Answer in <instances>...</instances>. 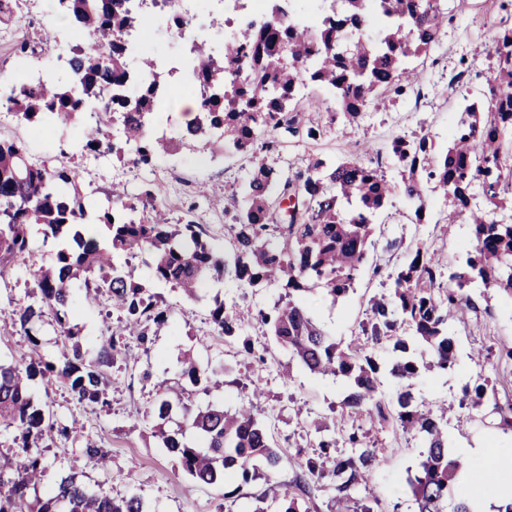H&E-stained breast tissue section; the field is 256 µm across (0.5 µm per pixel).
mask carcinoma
Returning <instances> with one entry per match:
<instances>
[{
  "label": "carcinoma",
  "mask_w": 512,
  "mask_h": 512,
  "mask_svg": "<svg viewBox=\"0 0 512 512\" xmlns=\"http://www.w3.org/2000/svg\"><path fill=\"white\" fill-rule=\"evenodd\" d=\"M61 16L78 23L87 32L108 31L118 36L136 23L123 0H54ZM402 0H346L356 13H397ZM448 17L432 6L420 4L419 26L428 38L411 39L405 30L388 23L379 24L378 37L371 42L349 40L350 51L342 50L333 27L320 30L326 51L309 61L316 70L315 79L336 90V101L345 113L356 119L357 109L347 103L344 89L338 86L336 70L353 87L362 101L383 102L407 94L420 85L417 60L435 45L431 36L440 32ZM310 32L298 30L292 35L273 38L277 47L269 64L274 76L262 72L259 92L246 95L238 90L224 72V64L214 60L210 46H197L191 64L209 78L212 92L204 102L209 111L193 119L194 134L185 142L212 144L213 130L222 124V142L249 153L254 174L243 195V203L230 225L231 256L213 250L203 238L198 224H173L165 208L155 205V192L147 186L136 199L115 186L112 207L98 212L95 220L107 230V242L85 237L80 230L88 218L84 197L78 192L79 173L61 162L54 167L29 161L22 142L0 139V278L29 250L30 227L39 226L44 239L59 242L54 262L35 271L36 300L12 310V326L30 337L31 324L48 309L66 335L72 314L73 293L83 288L86 294L104 293L112 308L120 313L115 326H106L107 337L95 355L88 357L79 344L72 345L55 360L31 357L10 364L0 363V426L15 431L12 454L0 465V512H144L140 497L114 499L89 491L75 475H68L57 486L39 495L45 466L38 451L39 442L53 430L44 410L34 403L31 388L37 378H60L78 401L106 404V369L112 367L121 352L117 337L127 333L149 342L151 327L168 321L170 310L159 306L158 296L135 279L130 259L142 253L152 256L150 279L165 284L183 296L195 299L207 281L233 278L244 285H275L285 291L287 300L277 302L268 311L258 313L275 340L288 348L310 372L344 380L348 394L343 400L347 414L369 417L380 426L392 425L417 435L423 443L420 470L409 477L408 485L415 512H474L468 498L455 493L460 462L448 447V412L452 407L419 403L413 394L414 381L421 369L437 368L448 372L456 365V340L448 320L459 321L477 312L465 288L480 281L494 285L512 296V213L504 216L503 199L512 178V121L509 113L498 111L497 98L509 100L512 92V65L498 62V92L478 109L466 104L456 112L448 150L435 167L424 161L399 156L395 163L401 175L402 193L419 209L425 206V188L433 185L445 200L446 223L451 225L467 211L473 228L474 243L465 265L449 274L454 288L441 290L438 280L442 266L428 255L425 246L415 244L409 258L395 272L390 292L372 300L371 342L392 343L393 356L386 365L388 374L399 387L391 401L380 392V364L368 343L346 347L332 341L308 315L305 298L324 291L337 299L353 290L354 283L373 246L374 224L393 187L379 168L362 162H309L307 170L286 178L266 163V152L274 142L265 140L273 130L296 136L300 132L299 113L280 112L270 127L256 112V99H275L281 87L295 75L296 65L307 56ZM69 73L81 75L84 96L74 100L68 86L57 83L32 88L28 75L19 70L12 105L15 116L33 126L52 129L80 126L81 145L94 149L101 145L118 160L127 152L138 164H149L174 146L170 139L148 136L145 121L161 112L162 99L150 91L130 93L120 99L117 112L87 110L98 102L106 86L121 82L137 69H148L161 61L148 45L128 53L118 41L112 43L106 57L92 44L77 48ZM95 117V124L83 122L84 114ZM121 122L124 143L107 137L106 127ZM252 128L251 143L243 142L242 132ZM479 194L485 208L471 207ZM125 256L124 263L117 258ZM211 322L219 335L234 337L241 318L214 300ZM182 374L189 383L207 394L222 385L219 372L204 368L187 356ZM488 378L481 375L466 385L465 401L474 409L482 406ZM158 397L146 407L144 417L152 424L153 436L161 447L175 456L182 470L201 484L239 481L248 484L257 476V462L264 463L268 474L280 465L283 454L273 447L267 429L257 419L254 405L233 412L221 405H209L187 414L186 427L169 429L165 421L172 400L165 382L156 383ZM194 431L205 450L189 444L186 430ZM340 439L322 440L316 456L297 459L302 477L293 487H284L266 478V489L257 497L252 512H270V504L279 512H308L301 500L309 484L327 483L335 491L333 503L341 512H373L363 499L352 492L367 485L381 466L380 449L365 441L359 427L339 430ZM349 445L352 453L333 455L338 441Z\"/></svg>",
  "instance_id": "carcinoma-1"
}]
</instances>
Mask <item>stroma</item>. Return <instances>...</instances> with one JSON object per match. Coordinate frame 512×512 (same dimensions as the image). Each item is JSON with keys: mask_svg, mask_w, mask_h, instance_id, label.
Listing matches in <instances>:
<instances>
[{"mask_svg": "<svg viewBox=\"0 0 512 512\" xmlns=\"http://www.w3.org/2000/svg\"><path fill=\"white\" fill-rule=\"evenodd\" d=\"M454 22L442 30L440 42L430 52L437 65L423 64L425 99L398 98L385 108L365 105L355 123L344 114L327 122L323 86L310 87L305 95L301 117L307 123H321L322 136L315 141L299 137L285 138L282 147L270 154V165L280 172L305 167L310 159L337 162L357 155V145H367L371 153L384 160L383 170L392 184L400 177L389 148L399 136H427L436 152L448 148V124L467 96V87L452 83L451 73L460 58L473 61L477 68L490 67V23L484 0H448ZM0 137L25 142L31 155L54 156L66 152L67 159L80 173L78 189L91 206L104 210L112 205V186L120 183L129 197H136L144 186H153L158 205L167 208L172 223L194 221L200 224L205 239L218 251L228 246L229 226L242 203V192L250 174L247 154L224 151L213 154L208 167L196 164L195 149L178 146L156 159L153 167H133L130 162L107 157L104 164L80 152L76 138L60 141L58 134L34 135L30 126L11 123L0 127ZM221 196L223 204L215 208L204 198L195 197L197 186ZM431 210L428 223L418 224L409 205L400 194H393L375 226L374 245L368 253V265L359 274L354 290L338 302H331L317 291L306 298V305L319 325L335 339L347 345L361 341V325L366 321L374 296L386 293L388 273L406 260L404 248L416 242L424 244L442 260L445 269L461 265L472 246L470 226L458 218L454 227L443 223V201L439 193L427 194ZM400 239L401 249H388V242ZM56 252L55 241L44 240L31 230L29 252L0 281V310L10 311L27 304L36 291L34 273L49 265ZM381 275H373V265ZM171 308L167 324L153 336L149 345H141L134 336L124 337L116 364L107 371V405H87L73 397L63 382L36 379L32 386L35 402L49 417L55 432L41 442L40 451L47 466L44 487L55 486L70 472L82 475L88 489L114 498L141 497L147 512H218L225 494H232L236 512H250L255 495L265 487L264 480L234 487L231 484L203 485L184 474L173 458L161 448L142 422L145 407L153 400L152 384L143 381V368L166 378L173 392L184 400L174 403L170 427L184 423V404L193 408L211 402L223 403L231 411L253 390L257 397L258 419L267 425L274 447L285 455L274 473L275 481L294 484L300 470L298 455L316 454L318 440L329 436L330 426L338 422L340 405L347 394L341 380L308 372L291 356L286 347L270 336L266 327L254 320V313L277 302L281 291L272 285L251 288L233 279L209 282L200 299L190 300L164 285H153ZM477 305L466 322L451 321L450 331L457 344L459 366L453 372L433 370L423 373L413 392L417 400L432 405L440 401L457 404L455 416L448 420V440L453 448H512V431L503 430L500 408L512 404V365L489 361L478 368L470 361L473 351L512 346V297L497 288L477 283L468 289ZM223 299L227 311L241 318L238 336L217 335L209 319L215 299ZM111 306L106 295H75L70 325L75 340L87 353H94L103 339L104 318ZM67 339L52 316H44L33 326L32 336L23 333L0 338V361L10 362L31 353L46 359L58 357ZM192 351L199 361L223 372L222 386L210 394L192 392L181 374V358ZM485 376L489 380L484 402L479 409L461 405L462 388L470 379ZM368 441L380 448L384 461L373 475L365 492L377 499L378 512H413L406 479L414 474L421 460L422 442L418 437L370 423L367 417H353ZM79 427V434L64 436L62 428ZM95 443L109 453L107 467L98 468L84 456L87 443Z\"/></svg>", "mask_w": 512, "mask_h": 512, "instance_id": "1", "label": "stroma"}]
</instances>
